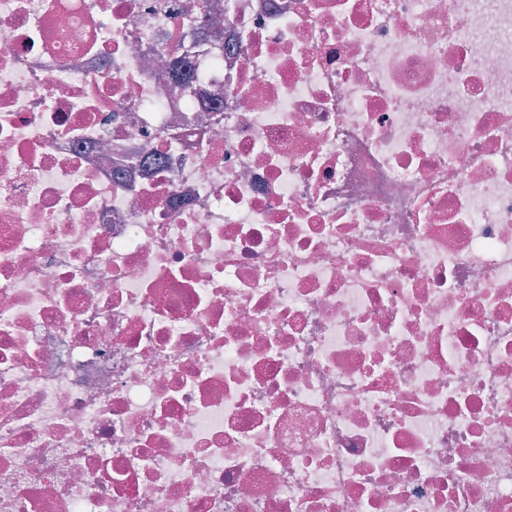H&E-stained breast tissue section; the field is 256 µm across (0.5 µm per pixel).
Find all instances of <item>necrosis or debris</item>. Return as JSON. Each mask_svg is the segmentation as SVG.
<instances>
[{
  "instance_id": "4bbe7bcc",
  "label": "necrosis or debris",
  "mask_w": 512,
  "mask_h": 512,
  "mask_svg": "<svg viewBox=\"0 0 512 512\" xmlns=\"http://www.w3.org/2000/svg\"><path fill=\"white\" fill-rule=\"evenodd\" d=\"M0 512H512V0H0Z\"/></svg>"
}]
</instances>
